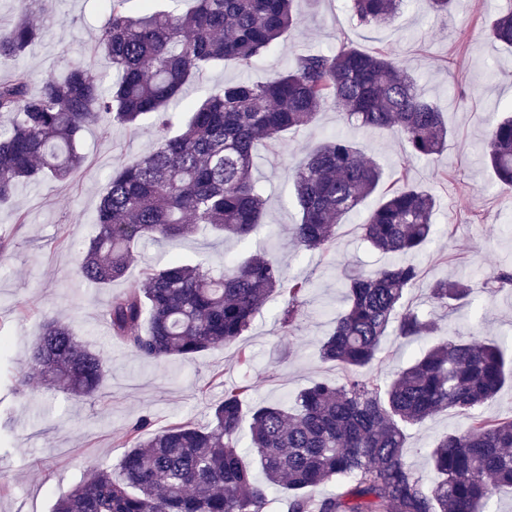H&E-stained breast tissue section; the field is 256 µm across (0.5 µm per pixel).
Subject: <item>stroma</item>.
<instances>
[{"label":"stroma","instance_id":"obj_1","mask_svg":"<svg viewBox=\"0 0 512 512\" xmlns=\"http://www.w3.org/2000/svg\"><path fill=\"white\" fill-rule=\"evenodd\" d=\"M52 9L47 21L33 15V23L44 27L42 37L19 62L0 63V79L21 66L37 86L45 75L64 77L79 63L96 81L110 85L112 65L93 51L97 31L108 18L104 0H53ZM299 11L300 30L285 34L250 71L231 64L209 68L185 85L184 100L199 101L246 77L269 80L288 68L296 51L333 50L345 40L364 51L395 52L408 62L420 92L440 107L448 124L447 148L437 158L407 162L400 138L386 130L349 127L342 108L334 105L311 124L284 133L281 146L257 145L255 176L266 199L260 233L245 242L199 234L184 240L177 252L187 261L206 256L216 271L225 261L260 252L288 274L308 277L311 288L297 326L289 335L281 331L277 313L283 297L277 293L236 344L155 364L110 338L105 309L110 295L138 282L168 246L140 249L126 278L104 288L84 284L76 274L107 175L150 152L155 129L147 119L136 131L118 123L105 134L97 125L86 127L79 138L84 164L68 180L22 183L13 198L0 204V236L9 240L0 253V512H51L91 467L117 469L124 453L120 440L141 418H149L155 431L177 423L203 425L230 387L250 384L244 398L249 409L264 402L292 404L315 380L341 382L342 371L322 360L320 343L345 306L342 275L352 268L387 266L395 258L371 250L362 238V224L382 202L378 193L344 215L326 251L294 246L290 228L300 212L288 171L332 134L351 138L381 166L384 187L404 175L440 200L432 217L436 239L409 260L422 267L426 284L459 278L473 292L450 315L429 303L425 287L409 292L407 303L427 313L439 333L466 336L477 322L482 336L512 350V290L490 296L482 289L493 269L512 267V188L497 182L484 158L487 122L512 106V49L486 34L498 6L457 0L447 19L435 21L422 0H411L391 21L372 26L360 25L344 0H301ZM21 215L26 218L22 224L17 221ZM46 315L64 321L105 356L106 376L97 399L79 401L47 387L16 392L15 377L27 370ZM242 349L252 355L246 367L237 361ZM459 424L448 410L410 430L407 461L417 474L432 476L428 444Z\"/></svg>","mask_w":512,"mask_h":512}]
</instances>
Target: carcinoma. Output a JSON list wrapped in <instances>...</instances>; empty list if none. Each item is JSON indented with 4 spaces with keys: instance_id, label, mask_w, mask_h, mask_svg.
Segmentation results:
<instances>
[{
    "instance_id": "obj_1",
    "label": "carcinoma",
    "mask_w": 512,
    "mask_h": 512,
    "mask_svg": "<svg viewBox=\"0 0 512 512\" xmlns=\"http://www.w3.org/2000/svg\"><path fill=\"white\" fill-rule=\"evenodd\" d=\"M14 19L0 24V61H15L40 37L30 16L51 0H14ZM158 0H110L94 52L112 63L104 88L85 67L48 75L35 93L27 70L0 81V202L21 182L65 181L81 168L77 140L95 123L137 128L151 114L158 146L115 172L101 196L96 228L77 265L78 277L99 287L125 277L138 245L176 243L202 229L246 241L263 224L262 188L253 176L254 150L283 132L313 122L329 104L359 127L385 129L408 146L407 160L431 159L448 146L438 106L417 89L407 63L392 52L367 53L343 41L331 53L295 54L269 81L228 83L183 106L184 86L209 66L249 68L299 27L294 0H191L185 10ZM362 25L381 24L404 0H349ZM489 36L512 46V11L488 25ZM191 116L181 121V112ZM180 125L177 135L166 132ZM485 157L498 182L512 187V116L490 125ZM380 167L343 135L308 153L293 170L301 214L295 245L323 251L342 217L382 182ZM437 197L411 183L386 192L362 225L363 240L384 254L422 251L434 234ZM422 281L413 264L345 274L346 307L322 342L321 357L345 369L340 384L315 381L292 408L256 406L249 452L259 483L238 448L244 383L224 390L204 427L178 424L144 435L143 418L125 435L119 477L96 468L54 512H267L268 489L283 491L286 512H488L503 487L512 489V419L488 420L481 408L512 381V357L493 342L436 338L392 379L374 367L383 339L412 341L436 332L433 321L405 303ZM490 291L512 288V269L493 272ZM311 288L255 254L216 273L202 261L170 255L145 268L142 283L111 296L105 315L112 338L146 362L184 360L232 344L251 329L280 291L281 328L292 332ZM463 280L428 286L433 305L454 312L471 294ZM32 368L50 385L85 399L106 373L104 356L56 318L44 316ZM452 410L461 419L429 446L434 475L425 479L406 459L407 430ZM336 482L334 494L317 488Z\"/></svg>"
}]
</instances>
